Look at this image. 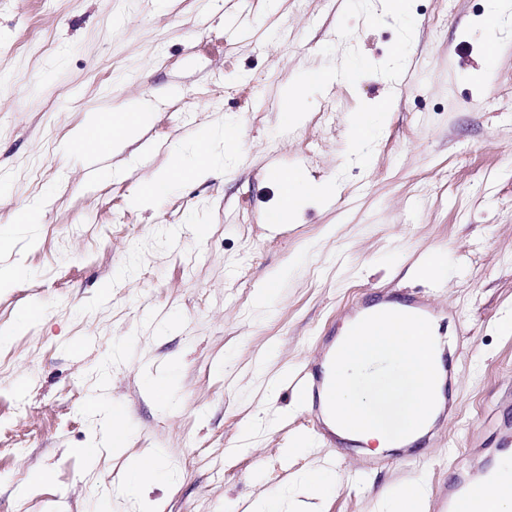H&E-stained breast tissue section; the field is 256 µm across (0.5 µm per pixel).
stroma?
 Instances as JSON below:
<instances>
[{
    "label": "stroma",
    "instance_id": "1",
    "mask_svg": "<svg viewBox=\"0 0 512 512\" xmlns=\"http://www.w3.org/2000/svg\"><path fill=\"white\" fill-rule=\"evenodd\" d=\"M486 0H0V512H246L330 471L319 512L453 482L512 423V23ZM496 79L480 82L485 65ZM327 70L334 80L306 82ZM303 116L280 124L288 91ZM387 98L381 114L369 108ZM148 104L138 129L101 143ZM368 114L372 136L354 130ZM235 130L227 143L220 129ZM214 158L192 175L193 152ZM276 164L327 187L269 225ZM188 168L166 195L145 186ZM36 208L38 221L15 212ZM445 253L438 275L420 272ZM273 289L266 306L259 289ZM431 297L453 418L365 469L296 374L369 289ZM123 453L104 443L109 410ZM161 455L172 476L126 482ZM364 470L357 484L347 470Z\"/></svg>",
    "mask_w": 512,
    "mask_h": 512
}]
</instances>
